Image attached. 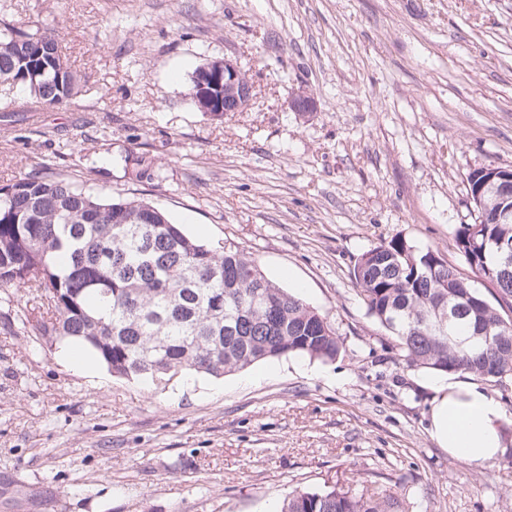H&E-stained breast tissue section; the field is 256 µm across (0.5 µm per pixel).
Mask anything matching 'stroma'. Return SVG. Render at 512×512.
Listing matches in <instances>:
<instances>
[{"label": "stroma", "mask_w": 512, "mask_h": 512, "mask_svg": "<svg viewBox=\"0 0 512 512\" xmlns=\"http://www.w3.org/2000/svg\"><path fill=\"white\" fill-rule=\"evenodd\" d=\"M1 22L54 36L79 92L48 107L0 81V185L116 193L125 157H150L143 198L302 287L344 351L159 389L78 372L0 288V512H277L328 481L394 489L405 512H512V446L476 467L435 444L431 372L350 277L397 235L458 262L469 173L512 167V0H0ZM224 57L253 96L217 119L192 75ZM302 89L314 112L291 109Z\"/></svg>", "instance_id": "obj_1"}]
</instances>
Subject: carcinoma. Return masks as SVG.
<instances>
[{
    "label": "carcinoma",
    "instance_id": "carcinoma-1",
    "mask_svg": "<svg viewBox=\"0 0 512 512\" xmlns=\"http://www.w3.org/2000/svg\"><path fill=\"white\" fill-rule=\"evenodd\" d=\"M0 79L48 106L77 94L50 37L0 26ZM468 175L478 216L451 231L463 266L402 236L363 252L351 279L367 314L406 360L436 373L512 379V247L498 191ZM481 282L482 287L475 286ZM0 288H27L41 336L86 344L112 375L157 386L185 371L214 378L290 355L334 360L343 350L328 316L267 277L232 239L203 242L134 193L114 197L30 173L0 185ZM450 307L464 315L437 327ZM279 512H402L384 489L295 490Z\"/></svg>",
    "mask_w": 512,
    "mask_h": 512
}]
</instances>
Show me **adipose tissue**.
I'll list each match as a JSON object with an SVG mask.
<instances>
[{
  "label": "adipose tissue",
  "mask_w": 512,
  "mask_h": 512,
  "mask_svg": "<svg viewBox=\"0 0 512 512\" xmlns=\"http://www.w3.org/2000/svg\"><path fill=\"white\" fill-rule=\"evenodd\" d=\"M432 391L430 435L457 461L480 466L507 448L500 401L479 384L455 377L428 381Z\"/></svg>",
  "instance_id": "adipose-tissue-1"
}]
</instances>
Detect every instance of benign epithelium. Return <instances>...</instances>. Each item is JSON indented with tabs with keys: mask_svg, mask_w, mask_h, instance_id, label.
<instances>
[{
	"mask_svg": "<svg viewBox=\"0 0 512 512\" xmlns=\"http://www.w3.org/2000/svg\"><path fill=\"white\" fill-rule=\"evenodd\" d=\"M208 71L213 74L211 81L199 79L202 109L205 112H242L252 98L253 86L243 78L241 67L234 61L211 59L208 61ZM224 87V103H219L213 90ZM291 107L296 112H312L316 103L314 98L305 90L298 91L291 100Z\"/></svg>",
	"mask_w": 512,
	"mask_h": 512,
	"instance_id": "1",
	"label": "benign epithelium"
}]
</instances>
